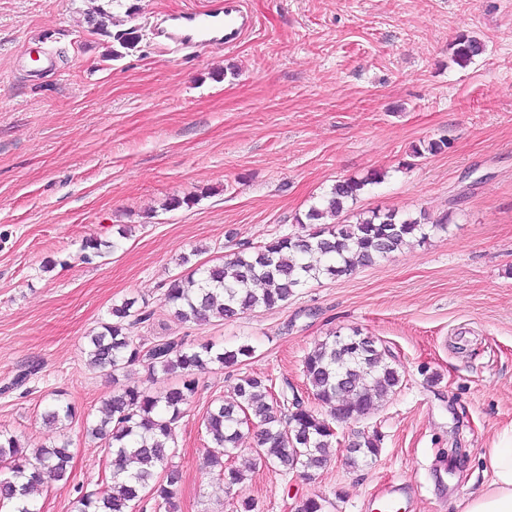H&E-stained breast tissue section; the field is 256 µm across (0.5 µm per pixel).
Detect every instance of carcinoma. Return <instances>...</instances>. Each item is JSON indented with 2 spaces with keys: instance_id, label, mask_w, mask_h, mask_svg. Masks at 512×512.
<instances>
[{
  "instance_id": "1",
  "label": "carcinoma",
  "mask_w": 512,
  "mask_h": 512,
  "mask_svg": "<svg viewBox=\"0 0 512 512\" xmlns=\"http://www.w3.org/2000/svg\"><path fill=\"white\" fill-rule=\"evenodd\" d=\"M88 16L96 30L112 36L120 47L130 45L128 32L111 31L112 11L98 6ZM483 52L481 40L469 34H459L453 43V60L460 66ZM382 179L384 174L375 171L337 182L320 204L298 219L301 231L226 260L200 264L174 281L165 294L166 304L178 320L197 323L230 319L256 308L274 309L310 280L351 274L413 241L425 242L430 231L448 224L446 215L430 222L424 214L404 218L394 210L380 209L356 215L353 223L338 220L366 186ZM110 248L117 249L118 242L89 239L83 246L84 258L100 256ZM135 304L125 300L112 305L108 319L87 340L89 366L107 372L114 381L135 364L150 373L176 374L179 380L156 394L123 385L103 401L102 416L87 432L108 448L109 476L100 487L79 496L77 512H137L146 496L171 512L181 479L171 459L184 406L197 390L198 374L215 364L236 367L252 355L248 344L231 350L212 344L188 348L181 339L167 338L147 346L130 334L131 327L149 319ZM303 372L314 399L330 408V416L298 399L289 400L285 391L275 393L271 380L253 375L241 377L233 394L207 408L202 420L212 445L207 464L227 488L244 487L243 473L224 463L236 453L242 428L256 429L252 449L256 464L307 475L327 465L330 448L339 442L336 426L370 413L401 383L400 371L386 359L381 340L358 329L318 343L304 358ZM75 417V406L60 398L53 399L43 413L45 423L61 429ZM349 447L347 461L354 467L379 455L380 436L359 433ZM71 460L66 439L29 454L17 436L0 431V470L9 473L0 478V510L38 512L31 491L45 483L70 482Z\"/></svg>"
}]
</instances>
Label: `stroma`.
Here are the masks:
<instances>
[{"label": "stroma", "instance_id": "1", "mask_svg": "<svg viewBox=\"0 0 512 512\" xmlns=\"http://www.w3.org/2000/svg\"><path fill=\"white\" fill-rule=\"evenodd\" d=\"M219 0H124L137 41L110 58L88 0H0V430L29 447L71 442L70 483L33 492L39 512H75L105 476L87 436L112 380L91 368L86 337L113 304L148 314L133 335L228 349L241 365L199 376L180 422L178 512H236L205 464L210 403L240 376L272 379L305 405V355L330 333L383 340L401 384L340 426L312 478L252 463L244 432L233 467L260 512H461L479 493L485 449L512 430V0H245L255 19L237 47L159 53L157 20ZM462 33L484 53L451 58ZM447 140L435 155L415 145ZM383 172L351 212L396 209L445 229L350 275L307 283L287 303L183 323L164 302L205 263L300 231L298 217L337 182ZM194 197L174 210L168 199ZM126 238H119V228ZM120 239L84 259L86 238ZM40 371L11 389L31 364ZM77 408L66 429L42 420L52 392ZM377 432L381 451L349 466L344 442ZM463 463L450 470L448 451Z\"/></svg>", "mask_w": 512, "mask_h": 512}]
</instances>
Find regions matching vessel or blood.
<instances>
[{"mask_svg":"<svg viewBox=\"0 0 512 512\" xmlns=\"http://www.w3.org/2000/svg\"><path fill=\"white\" fill-rule=\"evenodd\" d=\"M254 25L244 0H224L216 11L189 7L169 15L167 27L158 31L157 36L166 51L189 48L204 52L234 47Z\"/></svg>","mask_w":512,"mask_h":512,"instance_id":"1","label":"vessel or blood"}]
</instances>
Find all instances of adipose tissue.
Instances as JSON below:
<instances>
[{
  "label": "adipose tissue",
  "instance_id": "adipose-tissue-1",
  "mask_svg": "<svg viewBox=\"0 0 512 512\" xmlns=\"http://www.w3.org/2000/svg\"><path fill=\"white\" fill-rule=\"evenodd\" d=\"M483 490L463 501L462 512H512V436L486 449Z\"/></svg>",
  "mask_w": 512,
  "mask_h": 512
}]
</instances>
